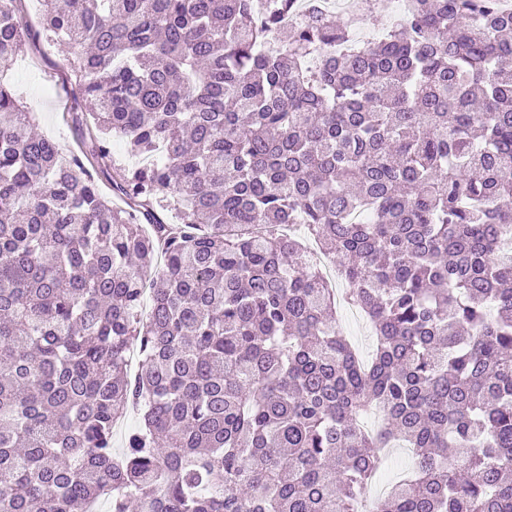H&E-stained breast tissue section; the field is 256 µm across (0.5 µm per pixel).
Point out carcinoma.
<instances>
[{"label": "carcinoma", "instance_id": "carcinoma-1", "mask_svg": "<svg viewBox=\"0 0 512 512\" xmlns=\"http://www.w3.org/2000/svg\"><path fill=\"white\" fill-rule=\"evenodd\" d=\"M1 2L0 512H512V11L413 0L364 42L323 0H41L75 151L3 83ZM395 444L416 474L368 503ZM337 328L347 337L355 347L366 356H370L375 345V336H373L370 326H362L356 321L346 317L342 310L337 307Z\"/></svg>", "mask_w": 512, "mask_h": 512}]
</instances>
